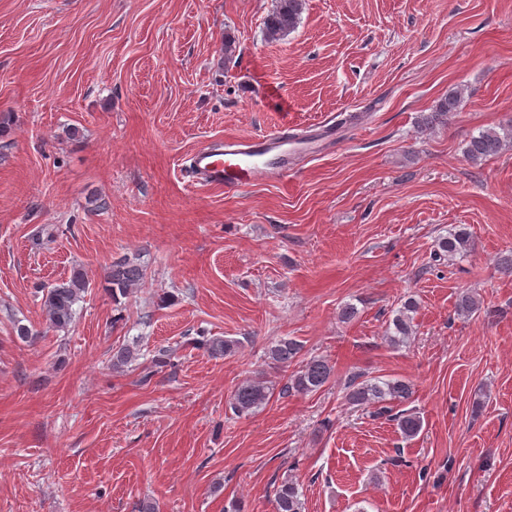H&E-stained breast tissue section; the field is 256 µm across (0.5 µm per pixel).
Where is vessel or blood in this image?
Segmentation results:
<instances>
[{"label": "vessel or blood", "mask_w": 512, "mask_h": 512, "mask_svg": "<svg viewBox=\"0 0 512 512\" xmlns=\"http://www.w3.org/2000/svg\"><path fill=\"white\" fill-rule=\"evenodd\" d=\"M335 136L332 118L306 133L284 122L268 133L228 137L201 147L189 156L187 168L192 178L235 194L286 176L309 145L333 141Z\"/></svg>", "instance_id": "obj_1"}]
</instances>
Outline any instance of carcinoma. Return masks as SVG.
<instances>
[{
	"mask_svg": "<svg viewBox=\"0 0 512 512\" xmlns=\"http://www.w3.org/2000/svg\"><path fill=\"white\" fill-rule=\"evenodd\" d=\"M304 0H276L273 11L264 20L266 35L271 40H280L293 32L301 19ZM464 96L462 91L448 89V94L439 99L435 109L426 118L424 126L432 127L443 122L451 112L462 109ZM512 147V122L500 126L499 129H488L472 137L466 148L467 156L480 160L494 156ZM471 247V235L468 229L461 226L442 237L437 242L438 253L448 258L466 254ZM145 278V270L137 258L123 256L106 268L104 283L112 297L127 296L138 287ZM88 288L84 273L73 270L71 276L49 288L43 296V308L52 327L63 330L73 322L75 305ZM416 301L408 298L396 311L394 318L386 329V338L393 346H402L413 334V313L416 312ZM197 344L204 348L212 358H223L238 352L243 342L237 338L202 337ZM303 345L292 338H282L271 346L268 355L276 364L288 367L300 354ZM140 349L133 345H123L112 354V367L121 369L137 361ZM333 374V367L327 361L313 358L306 362L302 369L290 376L285 390L290 393L308 394L320 390ZM413 394V385L405 379L379 380L364 379L359 375L350 378L346 386L345 399L359 406H378L383 413L387 407L383 403L389 400L405 402ZM269 399V386L264 376L258 374L245 380L234 390L231 408L238 415L247 414L262 406ZM401 435L406 439L416 437L422 430L419 416L400 411L394 415ZM275 512H302L303 502L297 484L287 481L277 488L275 493Z\"/></svg>",
	"mask_w": 512,
	"mask_h": 512,
	"instance_id": "carcinoma-1",
	"label": "carcinoma"
}]
</instances>
